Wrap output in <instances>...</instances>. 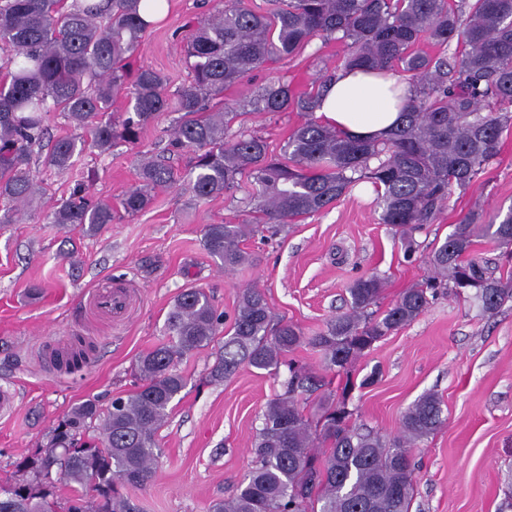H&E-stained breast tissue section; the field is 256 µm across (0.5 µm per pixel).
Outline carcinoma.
<instances>
[{"instance_id":"carcinoma-1","label":"carcinoma","mask_w":512,"mask_h":512,"mask_svg":"<svg viewBox=\"0 0 512 512\" xmlns=\"http://www.w3.org/2000/svg\"><path fill=\"white\" fill-rule=\"evenodd\" d=\"M265 12L246 0L215 6L196 32L188 57L193 82L177 92L171 150L189 155L182 173L158 159L139 167V185L119 201L133 216L157 188L184 186L200 202L235 200L251 188L254 216L239 224H207L202 243L232 272L251 261L242 247L254 224H288L319 213L362 182L373 184L379 220L415 251L413 234L434 223L454 189H467L499 154L512 125V0H269ZM467 14L466 24L460 23ZM149 23L140 0H0V224H14L20 206L39 191L31 170L43 148L45 120L59 112L90 139H55L47 166L65 172L86 149L110 151L134 142L170 109L169 78L147 65L128 77L126 61ZM334 43L343 69L382 70L411 87L401 126L381 139L353 140L316 116L333 75L301 90L279 76L257 87L253 112H297L282 159L266 139L232 130L240 104L224 90L268 64H288L313 44ZM454 48L448 63L447 52ZM123 95L129 107L112 111ZM62 228L101 231L112 203L94 201L83 183L48 214ZM485 237L512 257V207L497 224L470 215L453 225L428 256L434 276L409 288L385 310L374 275L347 288L349 310L309 334L273 322L264 293L239 292L229 324L201 289L182 291L168 313L171 339L141 354L136 389L107 410L86 400L51 431L46 448L17 464L28 477L0 486V512H55L58 489L69 488L66 512H137L120 487H144L160 451L158 430L186 387L178 362L224 336L210 377L232 378L243 366L288 368L284 393L270 400L255 439L253 467L232 496L209 512H410L415 448L446 422L433 393L404 411L400 435L386 440L351 424L346 398L330 390L328 372H344L365 351L411 323L439 288L476 300L493 314L512 299V274L496 275L472 254ZM321 354V370L288 355L302 346ZM98 435H89V430ZM59 477L52 478V473Z\"/></svg>"}]
</instances>
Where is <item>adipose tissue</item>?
Masks as SVG:
<instances>
[{"label": "adipose tissue", "mask_w": 512, "mask_h": 512, "mask_svg": "<svg viewBox=\"0 0 512 512\" xmlns=\"http://www.w3.org/2000/svg\"><path fill=\"white\" fill-rule=\"evenodd\" d=\"M410 95L409 86L391 75L342 70L329 84L317 115L347 136L379 139L400 124Z\"/></svg>", "instance_id": "obj_1"}]
</instances>
